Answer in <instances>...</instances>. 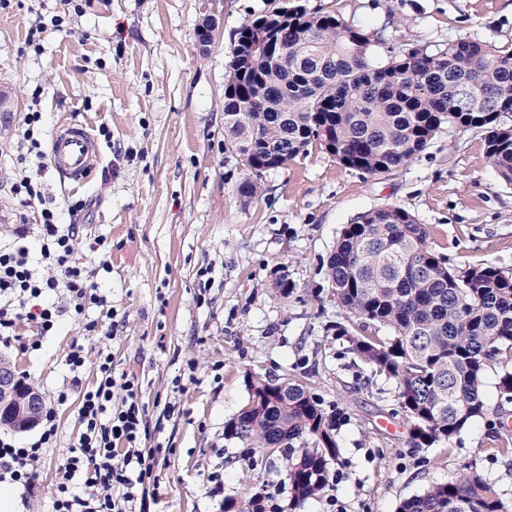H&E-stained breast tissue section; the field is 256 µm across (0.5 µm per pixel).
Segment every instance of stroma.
<instances>
[{"label":"stroma","mask_w":512,"mask_h":512,"mask_svg":"<svg viewBox=\"0 0 512 512\" xmlns=\"http://www.w3.org/2000/svg\"><path fill=\"white\" fill-rule=\"evenodd\" d=\"M11 0L0 9V90L15 110L0 125V238L36 245L38 213L12 192L27 151L26 113L43 114V145L61 121L108 128L81 182L46 169L40 183L62 222L77 225L79 255L111 306L93 309L111 339L87 335L62 317L37 351L36 329L21 324L0 341V356L55 407L58 438L46 449L32 493L15 489L14 512H49L60 468L80 434L79 391L66 359L83 346L82 387L98 381L100 349L116 372L138 381L144 405L141 445L154 452L146 484L149 512H224V501L261 489L289 512L283 468L225 440L224 425L248 400L251 375L305 379L338 420L340 456L331 486L302 512H396L401 500L446 482L469 464L512 499V456L493 451L512 403L500 402L497 369L485 379L490 409L451 442L415 448L396 414L390 383L354 364L324 327L337 320L322 266L339 230L374 208H404L428 225L435 251L454 267L482 260L512 269V186L485 155L482 136L446 128L388 176L342 165L321 147L265 172L256 198L238 186L250 176L224 147V91L241 26L274 9L305 5L379 33L398 46L436 49L478 38L512 42V0ZM64 15L62 28L51 27ZM220 23L201 49L197 29ZM47 23L41 53L26 46ZM90 204L70 217L69 201ZM105 237L111 269L99 270L89 240ZM282 271L295 288L273 286ZM65 390L69 399L55 405ZM218 483H211V476Z\"/></svg>","instance_id":"35a3bbf8"}]
</instances>
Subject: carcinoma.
<instances>
[{"label": "carcinoma", "instance_id": "obj_1", "mask_svg": "<svg viewBox=\"0 0 512 512\" xmlns=\"http://www.w3.org/2000/svg\"><path fill=\"white\" fill-rule=\"evenodd\" d=\"M224 93L227 150L256 178L318 145L343 165L387 176L427 149L443 127L484 137L486 156L512 186V44L450 40L434 51L395 49L333 13L300 5L244 25ZM431 232L408 211L382 206L340 230L328 259L331 295L348 316L325 332L348 343L370 372L393 385L417 448L448 443L489 405V368L512 402V269L490 261L448 266ZM389 335L381 336V330ZM233 440L282 460L294 509L330 483L339 456L335 422L295 377H253ZM224 512H266L252 492ZM397 512H512L472 463L447 482L402 500Z\"/></svg>", "mask_w": 512, "mask_h": 512}]
</instances>
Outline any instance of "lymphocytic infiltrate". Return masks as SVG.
<instances>
[{"label": "lymphocytic infiltrate", "instance_id": "f902f5d3", "mask_svg": "<svg viewBox=\"0 0 512 512\" xmlns=\"http://www.w3.org/2000/svg\"><path fill=\"white\" fill-rule=\"evenodd\" d=\"M13 192L22 206L37 207L41 246L34 257L23 244L0 243V338L8 339L19 323L29 320L36 324L37 335L28 347L39 349L41 337L54 331L65 311L88 334H98L99 323L89 311L105 307L107 299L76 257L74 225L59 223L55 208L47 206L31 176H21ZM59 291L65 294V307L41 304V297ZM97 371L98 384L82 393V432L69 448L50 512H147L137 488L151 479L153 466L151 452L138 446L144 411L139 386L128 377H116L111 353L100 352ZM116 387L125 393L118 409L112 406ZM58 428L57 413L50 408L43 413L37 437L27 445L1 436L0 482L9 480L32 489L44 450L55 442Z\"/></svg>", "mask_w": 512, "mask_h": 512}]
</instances>
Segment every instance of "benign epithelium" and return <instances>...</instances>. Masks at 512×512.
Instances as JSON below:
<instances>
[{
  "instance_id": "obj_1",
  "label": "benign epithelium",
  "mask_w": 512,
  "mask_h": 512,
  "mask_svg": "<svg viewBox=\"0 0 512 512\" xmlns=\"http://www.w3.org/2000/svg\"><path fill=\"white\" fill-rule=\"evenodd\" d=\"M44 408L41 394L21 386L10 363L0 359V423L19 431L32 428Z\"/></svg>"
}]
</instances>
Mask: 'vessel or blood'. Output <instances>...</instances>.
<instances>
[{
    "instance_id": "1",
    "label": "vessel or blood",
    "mask_w": 512,
    "mask_h": 512,
    "mask_svg": "<svg viewBox=\"0 0 512 512\" xmlns=\"http://www.w3.org/2000/svg\"><path fill=\"white\" fill-rule=\"evenodd\" d=\"M97 156V144L85 125L68 122L54 132L50 159L59 176L83 179L94 168Z\"/></svg>"
}]
</instances>
